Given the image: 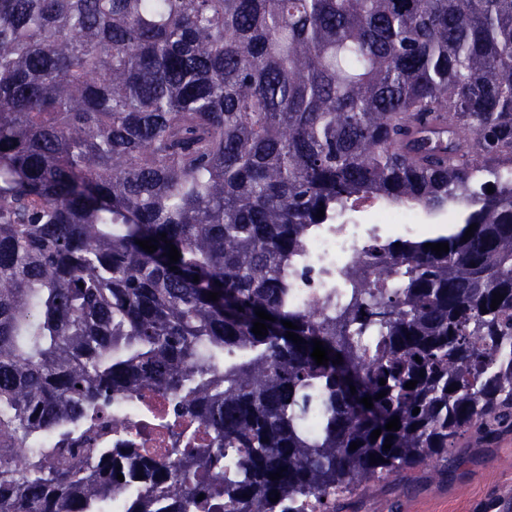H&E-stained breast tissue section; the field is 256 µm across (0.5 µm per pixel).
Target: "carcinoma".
<instances>
[{"label":"carcinoma","instance_id":"obj_1","mask_svg":"<svg viewBox=\"0 0 512 512\" xmlns=\"http://www.w3.org/2000/svg\"><path fill=\"white\" fill-rule=\"evenodd\" d=\"M363 200L456 229L375 242L346 308L296 309L306 241ZM145 388L209 434L178 478L134 448L9 454ZM503 428L512 0H0V512H99L140 474L125 512H335Z\"/></svg>","mask_w":512,"mask_h":512}]
</instances>
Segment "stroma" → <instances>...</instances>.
<instances>
[{
    "label": "stroma",
    "instance_id": "obj_1",
    "mask_svg": "<svg viewBox=\"0 0 512 512\" xmlns=\"http://www.w3.org/2000/svg\"><path fill=\"white\" fill-rule=\"evenodd\" d=\"M512 501V432H500L489 443L460 440L448 452L441 473L432 465L408 476L391 477L340 499L336 512H499Z\"/></svg>",
    "mask_w": 512,
    "mask_h": 512
}]
</instances>
